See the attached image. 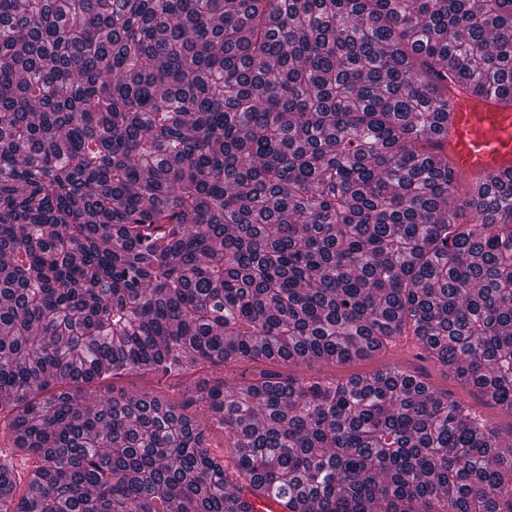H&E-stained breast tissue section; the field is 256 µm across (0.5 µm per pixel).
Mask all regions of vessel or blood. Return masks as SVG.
Here are the masks:
<instances>
[{
	"instance_id": "obj_1",
	"label": "vessel or blood",
	"mask_w": 512,
	"mask_h": 512,
	"mask_svg": "<svg viewBox=\"0 0 512 512\" xmlns=\"http://www.w3.org/2000/svg\"><path fill=\"white\" fill-rule=\"evenodd\" d=\"M448 95L453 112L446 145L454 170L472 178L511 169L512 104L479 101L453 87Z\"/></svg>"
}]
</instances>
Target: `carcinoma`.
<instances>
[{
    "mask_svg": "<svg viewBox=\"0 0 512 512\" xmlns=\"http://www.w3.org/2000/svg\"><path fill=\"white\" fill-rule=\"evenodd\" d=\"M512 103V0H0V512H512V170L454 172L448 73ZM217 423L237 474L211 452ZM395 356L392 352L386 356L381 357L375 363L368 362H357V363H346L338 365H329L320 369L313 368L308 370L294 365H278L269 366L266 364H255L250 363L247 365H235L227 364L225 366H211L205 365L203 369L197 373L203 378L208 380H225L231 383L235 379H241V377H250L251 371H255L261 368L275 369L283 373H320L327 377L336 378H347L352 374H367L372 372L377 366L388 363H398L406 366L410 371H415L429 375V380L434 386L442 390H448L453 393L454 396L462 398L468 403L471 409L477 414L483 416L489 422L493 423L499 428L502 436L510 441V430H511V417L501 413L496 407L490 405L487 399L478 392H468L461 390L454 380L452 373L448 372V375H444L441 371L429 360L424 359L418 354L417 349L411 348L404 352H397L394 350ZM183 384V379L176 377L160 379L157 376L141 375L133 372L122 377L103 380L93 386H87L85 387L84 396L86 397L87 406L91 407L103 396L107 389H112L113 386L115 393L135 394L143 391H154L164 394L173 402L178 403L181 401Z\"/></svg>",
    "mask_w": 512,
    "mask_h": 512,
    "instance_id": "carcinoma-1",
    "label": "carcinoma"
}]
</instances>
